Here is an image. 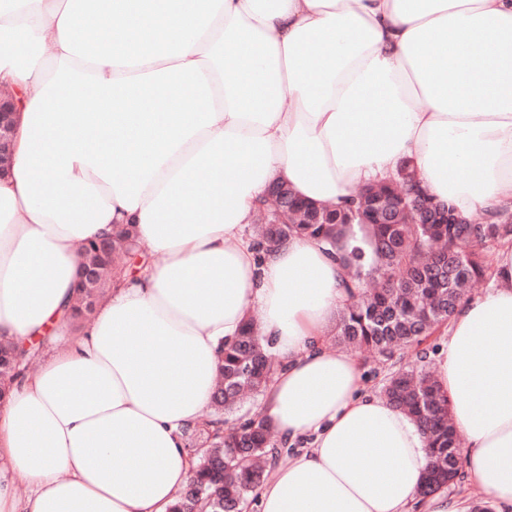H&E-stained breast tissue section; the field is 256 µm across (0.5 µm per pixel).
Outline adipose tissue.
Wrapping results in <instances>:
<instances>
[{"label":"adipose tissue","mask_w":512,"mask_h":512,"mask_svg":"<svg viewBox=\"0 0 512 512\" xmlns=\"http://www.w3.org/2000/svg\"><path fill=\"white\" fill-rule=\"evenodd\" d=\"M157 1L169 41L126 51L125 21ZM93 24L111 41L88 47ZM0 89V338L66 326L78 249L113 225L149 253L0 404V512H166L219 347L252 315L282 361L261 415L311 440L259 512H471L462 493L420 499L424 435L323 342L349 300L335 255L301 236L259 254L243 229L273 181L343 207L403 164L461 215L512 205V0H0ZM147 92L164 111L119 109ZM494 278L435 370L466 481L512 512L511 246ZM12 108L9 98L0 92V175L8 170L12 155Z\"/></svg>","instance_id":"obj_1"}]
</instances>
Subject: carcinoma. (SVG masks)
Here are the masks:
<instances>
[{
	"mask_svg": "<svg viewBox=\"0 0 512 512\" xmlns=\"http://www.w3.org/2000/svg\"><path fill=\"white\" fill-rule=\"evenodd\" d=\"M128 41L136 52H153L163 39L152 24L138 23ZM414 173L399 167L378 185L376 195L390 210V222L362 223L356 214L360 203L336 210L334 224H258L253 227L256 250H265L292 236L305 235L331 247L341 238L356 242L343 257L348 288L369 283L377 288L360 294L338 312L333 340L355 348H367L390 362L397 350L419 346L438 329L448 326L457 306L468 298L471 285L485 276L482 252L512 245V207H502L487 217L447 224H424L406 209L393 189L413 187ZM114 236L117 250L130 260L149 257L127 229ZM110 267L100 268L93 288L94 299L77 298L72 306L76 320L91 315L110 287ZM268 343L258 335L253 318L242 325L238 336L220 357L219 373L224 387L215 388L211 415L205 428L185 431L195 449L193 476L170 512H247L258 497L267 467L278 463L280 453L271 427L262 419L229 417L238 411L246 393L263 392L272 377ZM18 345L0 339V392L22 374ZM381 392L389 403L408 413L427 442L429 462L420 494L431 495L457 482L461 476L459 437L452 425L450 402L433 373L421 368L389 372Z\"/></svg>",
	"mask_w": 512,
	"mask_h": 512,
	"instance_id": "cac0c4a2",
	"label": "carcinoma"
}]
</instances>
